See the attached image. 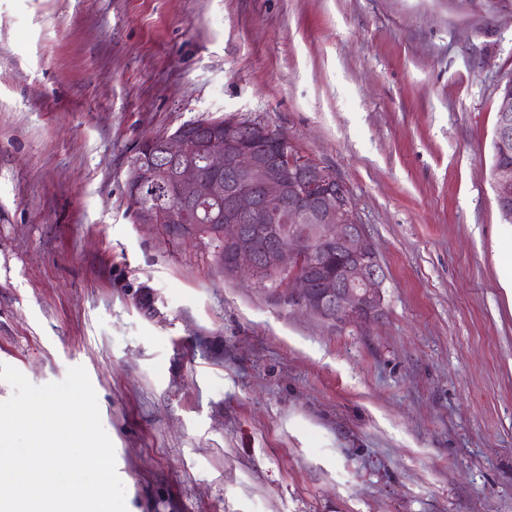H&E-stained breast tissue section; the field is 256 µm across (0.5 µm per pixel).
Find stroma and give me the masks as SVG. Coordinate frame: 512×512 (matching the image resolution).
Returning <instances> with one entry per match:
<instances>
[{"mask_svg":"<svg viewBox=\"0 0 512 512\" xmlns=\"http://www.w3.org/2000/svg\"><path fill=\"white\" fill-rule=\"evenodd\" d=\"M512 14L455 0H0V364L84 367L126 512H512ZM260 119L385 274L336 327L137 223L133 146ZM501 89V88H499ZM492 148L491 181L502 219L512 223V91L501 89Z\"/></svg>","mask_w":512,"mask_h":512,"instance_id":"35a3bbf8","label":"stroma"}]
</instances>
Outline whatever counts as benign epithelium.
I'll return each instance as SVG.
<instances>
[{
    "mask_svg": "<svg viewBox=\"0 0 512 512\" xmlns=\"http://www.w3.org/2000/svg\"><path fill=\"white\" fill-rule=\"evenodd\" d=\"M202 134L146 136L128 188L166 187L168 203L138 211L140 224H170L182 238L207 239L224 275L263 279L288 303L336 326L379 322L384 271L336 174L288 161V136L260 120L199 124ZM491 181L502 219L512 223V91L501 90ZM221 210L222 224L201 216Z\"/></svg>",
    "mask_w": 512,
    "mask_h": 512,
    "instance_id": "benign-epithelium-1",
    "label": "benign epithelium"
}]
</instances>
